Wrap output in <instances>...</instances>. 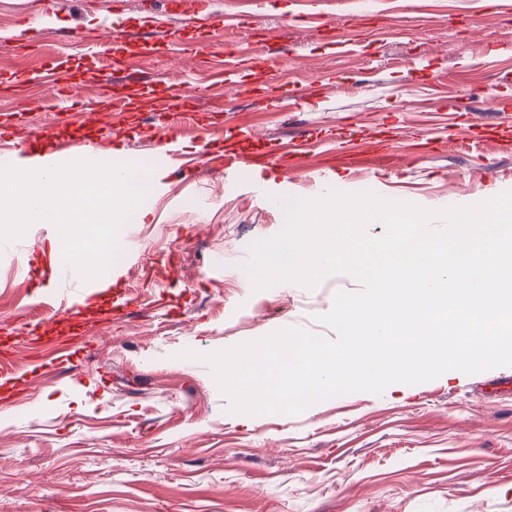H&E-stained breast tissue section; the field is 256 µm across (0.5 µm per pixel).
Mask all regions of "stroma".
I'll return each instance as SVG.
<instances>
[{"label":"stroma","mask_w":512,"mask_h":512,"mask_svg":"<svg viewBox=\"0 0 512 512\" xmlns=\"http://www.w3.org/2000/svg\"><path fill=\"white\" fill-rule=\"evenodd\" d=\"M324 17L300 20L292 0H213L205 24L175 28L188 53L154 36V0H0V113L28 129L57 122L77 134L84 113L44 111L20 69L52 58L83 99L113 108L143 94L165 110L137 113L130 130L96 127L100 149L151 168L149 192L123 228L136 242L112 268L114 292L94 294L90 342L66 322L26 333L52 316V277L22 276L0 250V346L15 373L34 356L51 361L81 347L72 364L31 381L21 405L0 395V512H512V399L486 393L512 367L449 371L383 394L336 396L296 415L234 414L210 366L180 358L283 328L332 339L317 317L336 292L359 282L339 274L315 289L281 284L252 292L240 267L251 245L283 226L276 199L314 198L359 185L392 200L441 208L512 190V0H439L428 11L387 12L383 0H317ZM120 18L122 53L138 74L105 76L103 24ZM238 25L224 30V16ZM72 30L9 47L25 23ZM229 44L243 49L224 97L208 89ZM186 84L195 110L218 115L201 129L168 89ZM296 110L282 116L279 98ZM183 145L255 158L295 137L307 152L256 196L200 163L175 174L161 163L157 132ZM389 174L383 182L381 174ZM134 300L113 312L115 295Z\"/></svg>","instance_id":"1"}]
</instances>
